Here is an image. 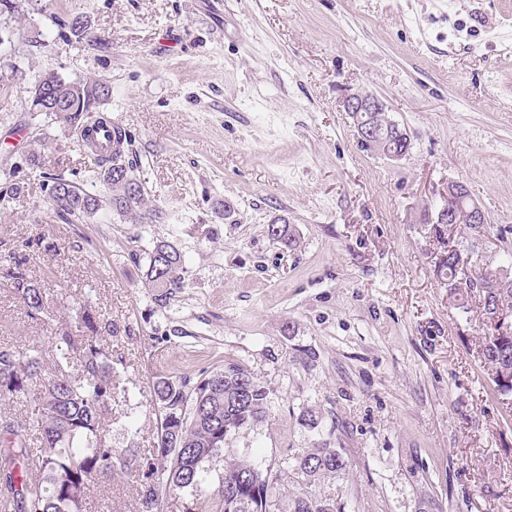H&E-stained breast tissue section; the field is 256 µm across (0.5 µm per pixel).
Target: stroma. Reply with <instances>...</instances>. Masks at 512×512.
<instances>
[{
	"label": "stroma",
	"instance_id": "obj_1",
	"mask_svg": "<svg viewBox=\"0 0 512 512\" xmlns=\"http://www.w3.org/2000/svg\"><path fill=\"white\" fill-rule=\"evenodd\" d=\"M80 15L82 34L52 16ZM99 80L124 129L149 215L135 224L71 132L31 116L39 76ZM376 94L406 129L391 161L361 148L343 98ZM43 144L44 173L24 157ZM0 257L48 290L32 318L0 279V347L37 348L89 300L111 333L109 438L153 455V384L239 362L269 391L265 421L206 461L274 463L333 448L345 474L313 491L336 512H512V400L480 349L478 303L457 309L437 272L456 240L474 272L512 252V0H0ZM64 175L103 202L67 222ZM484 209L480 237L430 223L449 181ZM287 223L283 252L267 233ZM184 257L180 287L146 279L156 243ZM137 471L91 487L87 512H138Z\"/></svg>",
	"mask_w": 512,
	"mask_h": 512
}]
</instances>
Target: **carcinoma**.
I'll return each instance as SVG.
<instances>
[{
	"label": "carcinoma",
	"instance_id": "1",
	"mask_svg": "<svg viewBox=\"0 0 512 512\" xmlns=\"http://www.w3.org/2000/svg\"><path fill=\"white\" fill-rule=\"evenodd\" d=\"M48 80L72 101L56 110L36 95L30 96V111L43 115L64 128L98 121L92 103L109 97L110 88L102 81H70L51 73ZM113 156L101 167L103 181L112 188V209L133 220L146 218L141 191L122 190L117 177H131L130 167ZM50 198L57 210L80 219L99 210L98 198L73 183L56 177ZM268 235L287 250H294L297 238L287 224L267 225ZM459 255L448 251L438 267L441 278L454 291L458 308L469 307L471 290L492 300V306L512 317V264L494 275H479L457 282ZM181 254L171 245H155L149 256L147 278L155 288H176L182 283ZM0 277L22 299L28 313L41 320L51 318L45 285L27 277L17 263L0 268ZM74 333L65 327L55 332L57 371L42 377L39 351L0 348V398L21 400L29 395L31 383L41 381L39 410L32 422L0 423V475L8 489L20 485L24 495L11 496L14 512H73L75 502L85 503L91 483L112 478L116 450L108 445L106 420L112 415V400L126 389L112 383L109 355L96 345L94 336L112 324L99 326L97 313L84 306L77 315ZM485 364L494 374L500 394H512V327L501 331L490 326L481 349ZM80 363L77 374L66 366ZM160 404L158 463L147 464L142 473L140 512H163V497L178 490L192 498L196 512H333V505L316 497L311 481L320 475L346 471L348 461L334 448H313L265 467L235 461L224 468L217 487H211L204 463L224 451L225 439L244 426L262 422L268 415L269 392L242 364L227 362L224 368L203 375L189 385L159 379L153 386ZM37 432V446H31V432ZM36 457L35 471L22 464ZM259 477L257 484L246 483L234 494L226 484L241 477ZM301 479L299 493L283 504L281 486L288 478Z\"/></svg>",
	"mask_w": 512,
	"mask_h": 512
}]
</instances>
